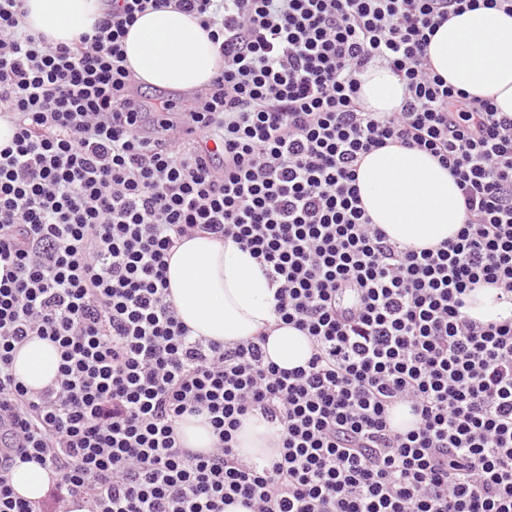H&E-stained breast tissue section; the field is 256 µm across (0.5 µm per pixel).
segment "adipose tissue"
I'll list each match as a JSON object with an SVG mask.
<instances>
[{
	"label": "adipose tissue",
	"instance_id": "adipose-tissue-1",
	"mask_svg": "<svg viewBox=\"0 0 512 512\" xmlns=\"http://www.w3.org/2000/svg\"><path fill=\"white\" fill-rule=\"evenodd\" d=\"M26 9L31 30L68 43L92 31L104 5L102 0H26ZM123 48L138 81L155 88L209 84L219 61L198 19L174 9L139 15ZM428 57L448 86L512 113V15L477 7L450 17L432 37ZM405 95V84L385 68L372 66L361 76L359 96L369 111H399ZM357 184L373 223L400 244L438 245L454 237L463 222L455 179L428 152L395 145L376 149L364 157ZM167 277L169 298L194 335L242 341L265 329L269 360L284 369L306 366L312 352L308 336L278 324L274 286L249 251L232 240L182 241L169 258ZM59 362L57 347L35 337L16 349L13 371L27 387L39 389L55 380ZM272 441V428L258 415L247 417L236 434L240 457L255 462L275 456ZM10 483L17 495L34 502L46 495L52 480L38 464L18 461Z\"/></svg>",
	"mask_w": 512,
	"mask_h": 512
}]
</instances>
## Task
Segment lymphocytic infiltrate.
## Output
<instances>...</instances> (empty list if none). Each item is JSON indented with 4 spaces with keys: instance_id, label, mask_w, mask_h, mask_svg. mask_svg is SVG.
<instances>
[{
    "instance_id": "lymphocytic-infiltrate-1",
    "label": "lymphocytic infiltrate",
    "mask_w": 512,
    "mask_h": 512,
    "mask_svg": "<svg viewBox=\"0 0 512 512\" xmlns=\"http://www.w3.org/2000/svg\"><path fill=\"white\" fill-rule=\"evenodd\" d=\"M25 2L0 0V512H512V316L463 312L481 283L512 303V115L428 58L450 15L512 0H114L68 44ZM170 7L221 58L180 106L145 98L123 49ZM372 65L405 82L400 111L365 110ZM389 144L455 177V238L415 249L373 224L357 171ZM198 235L264 264L305 367L267 362L263 332L191 335L167 268ZM33 337L60 353L37 391L12 371ZM254 412L277 427L263 465L235 452ZM186 414L207 451L181 446ZM18 459L55 473L44 500L15 494ZM178 432L185 448L205 451L212 445V429L202 415L183 416L178 424Z\"/></svg>"
}]
</instances>
